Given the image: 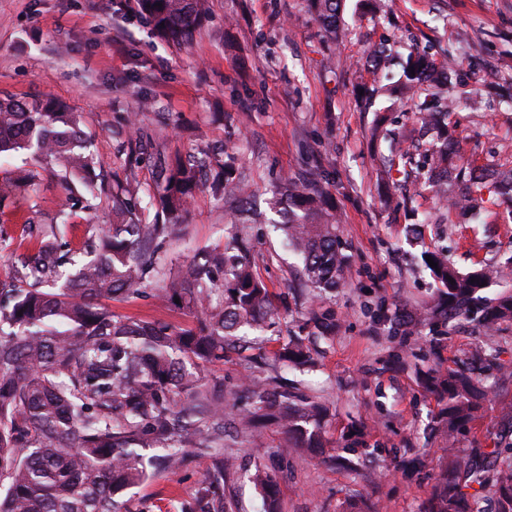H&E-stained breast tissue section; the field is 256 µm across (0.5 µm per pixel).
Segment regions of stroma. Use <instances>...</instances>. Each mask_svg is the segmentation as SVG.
<instances>
[{
    "label": "stroma",
    "mask_w": 512,
    "mask_h": 512,
    "mask_svg": "<svg viewBox=\"0 0 512 512\" xmlns=\"http://www.w3.org/2000/svg\"><path fill=\"white\" fill-rule=\"evenodd\" d=\"M209 15L187 45L157 39L136 0H0V91L20 100L49 96L81 113L105 183L129 181L142 199L156 196L155 154L169 161L199 157L221 145L234 154V173L253 195L262 221L244 225L252 239L259 276L276 294L280 341L296 336L312 349L315 365L276 368L228 351L208 377L224 381L225 401L251 406L244 378L278 376L328 412L322 458L281 455L283 435L270 424L245 438H225L223 453L240 469L224 482L233 512H263L247 479L257 464L275 468L279 512H343L366 499L375 512H425L436 473L449 457L512 441V326L489 334L475 318L456 319L432 350L428 336L395 333L391 318H404L436 295L421 263L439 247L460 271L492 269L512 259V202L493 198L480 218L450 205L463 186L449 182L438 200L422 176L380 184L389 145L374 140L377 113H387L398 148H408L413 116L408 104H391L384 91L391 72L367 66L375 49L393 55L428 50L443 65L455 50L462 80L448 86L459 107L454 136L468 142L474 167L512 165V104L492 94L511 84L512 0H382L367 12L345 0L335 35L314 21L308 0H209ZM139 113L150 142L136 145L123 133L126 114ZM35 173L33 186L0 208V280L22 254L25 224L48 221L64 191L56 177L27 154L0 158V181L20 170ZM328 178L342 218L341 238L350 256L342 285L318 294L305 287L300 263L271 223L272 191L290 177ZM234 214L208 186H200L159 268L186 264L202 246L224 245ZM315 306L332 309L333 336L318 339L307 324ZM119 317L191 328L194 316L153 298L115 300ZM441 361L465 362L488 388L474 428L445 447L435 432L440 406L421 387L418 372ZM348 454L353 469L326 463ZM422 457L407 472L401 461ZM203 460L189 449L175 470L157 472L119 500L121 512H183L202 479Z\"/></svg>",
    "instance_id": "35a3bbf8"
}]
</instances>
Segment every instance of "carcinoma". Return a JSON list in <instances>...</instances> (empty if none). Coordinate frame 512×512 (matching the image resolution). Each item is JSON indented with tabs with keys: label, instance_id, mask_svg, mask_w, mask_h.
Listing matches in <instances>:
<instances>
[{
	"label": "carcinoma",
	"instance_id": "obj_1",
	"mask_svg": "<svg viewBox=\"0 0 512 512\" xmlns=\"http://www.w3.org/2000/svg\"><path fill=\"white\" fill-rule=\"evenodd\" d=\"M157 37L188 42L209 12V0H137ZM327 32L336 31L340 0H310ZM391 92L411 102L423 129L437 145L425 156L430 166L456 169L466 179L469 209L479 213L491 193L486 176L466 171L460 140L448 139L445 121L454 111L439 85L446 69L420 51L398 62ZM27 151L46 164L66 190L60 222L28 235L34 241L21 266L0 281V512H118L117 497L153 472L175 469L187 448L224 447V381L205 376L224 363L227 346L277 315L272 296L256 272L249 241L235 235L221 247L205 248L193 261L158 274L157 255L194 198L201 180L196 165H164L161 186L150 202L148 222L140 199L122 183L112 188V223L91 225L76 254L63 218L88 209L98 196V160L81 129V116L49 97L20 101L0 95V155ZM233 158L206 153L212 192L230 205L251 189L226 178ZM417 164L408 150L397 153L385 174L406 173ZM21 175L0 182V203L30 187ZM288 221L279 225L286 246L301 261L307 285L333 290L350 256L328 192L317 183L291 178L280 188ZM437 267L424 263L440 284L436 299L401 323L412 336L421 327H447L461 315L477 314L483 327L512 323V294L484 295L483 270L459 272L442 249L426 250ZM151 295L196 316L194 328L158 321L118 318L104 304ZM320 337L336 330L328 311L309 317ZM283 367L313 365L308 346L285 342L274 350ZM422 388L442 403L438 430L454 441L479 419L485 399L481 381L460 368L424 374ZM252 409L235 417L244 437L268 420L283 430L280 452L325 447L323 407L288 387L253 382ZM145 448H160L149 457ZM208 463L197 494L196 512H223L219 491L235 469L222 453ZM249 478L267 512H277V474L262 465ZM512 512V442L483 452L481 461L456 456L436 477L426 512Z\"/></svg>",
	"mask_w": 512,
	"mask_h": 512
}]
</instances>
